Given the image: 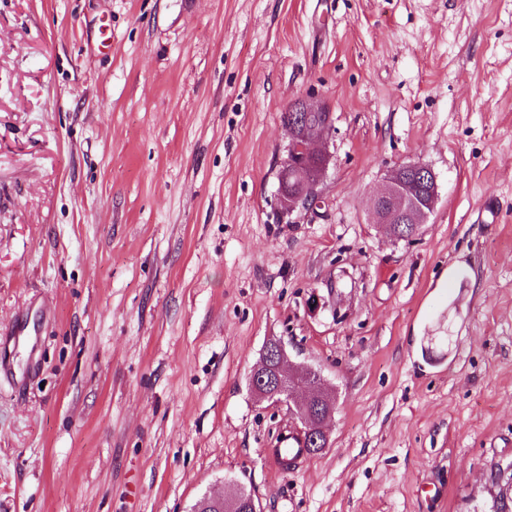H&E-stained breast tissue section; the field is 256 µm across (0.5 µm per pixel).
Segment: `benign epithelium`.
I'll return each instance as SVG.
<instances>
[{"label": "benign epithelium", "instance_id": "benign-epithelium-1", "mask_svg": "<svg viewBox=\"0 0 512 512\" xmlns=\"http://www.w3.org/2000/svg\"><path fill=\"white\" fill-rule=\"evenodd\" d=\"M325 103L298 101L290 108L288 120L287 158L283 165L304 173L303 187L296 193H279L281 209L285 214L297 210L310 215L318 214L321 207V185L330 153L329 123L310 121L312 112H328ZM407 169L419 183L430 186L431 197L427 207L413 210L410 195L397 186L400 170ZM438 201V184L435 172L422 163L396 166L385 175L381 190L374 195L370 211L375 224H426ZM249 387L260 401L274 404L286 403L293 407L292 418L299 432L315 445L327 438L325 421L331 419L335 408L327 398L328 385L320 371L290 360L284 343L270 340L264 347L259 363L249 376Z\"/></svg>", "mask_w": 512, "mask_h": 512}]
</instances>
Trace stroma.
<instances>
[{
    "label": "stroma",
    "instance_id": "1",
    "mask_svg": "<svg viewBox=\"0 0 512 512\" xmlns=\"http://www.w3.org/2000/svg\"><path fill=\"white\" fill-rule=\"evenodd\" d=\"M297 99L335 121L281 215ZM439 200L368 221L393 167ZM36 350L14 342L19 316ZM320 369L328 446L248 377ZM0 512H488L512 465V0H0ZM289 110L291 115L288 120ZM329 111L330 107L326 103L298 101L283 114L284 124H288V149L282 165H288L305 175L303 187L298 192L285 194L279 190V201L285 214L299 210L317 215L321 207L322 193L319 186L330 159L328 137L333 127L328 122H311L310 112ZM315 163L316 168L313 167ZM402 168L411 171L419 183L428 184L431 187V197L427 203V208L412 211L413 206L410 195L397 186L398 176ZM437 201V176L429 166L422 163L398 165L388 171L381 190L370 201L373 224H402L401 232L409 235L412 224L419 225L420 227V224L428 223L431 214L435 210ZM419 227L415 226V231L409 237L414 236L418 232ZM300 445L296 434L292 431H286L279 442V448H274L272 454L268 456V459L273 465L278 467L283 466L282 461L287 459L288 462L295 465L302 458V454H299Z\"/></svg>",
    "mask_w": 512,
    "mask_h": 512
}]
</instances>
